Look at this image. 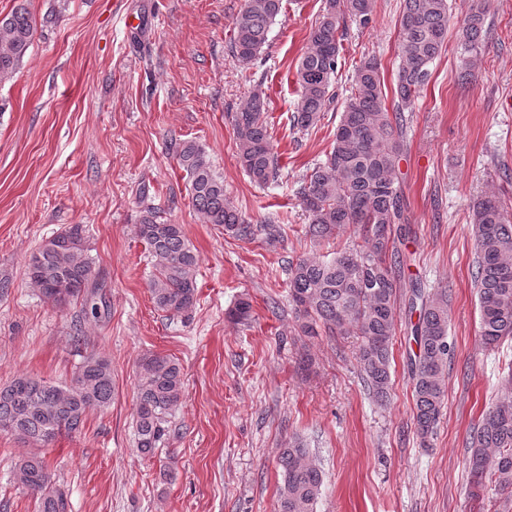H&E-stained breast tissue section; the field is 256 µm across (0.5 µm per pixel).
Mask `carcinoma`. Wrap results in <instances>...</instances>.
Masks as SVG:
<instances>
[{
	"label": "carcinoma",
	"mask_w": 512,
	"mask_h": 512,
	"mask_svg": "<svg viewBox=\"0 0 512 512\" xmlns=\"http://www.w3.org/2000/svg\"><path fill=\"white\" fill-rule=\"evenodd\" d=\"M375 0H324L319 20L310 30L308 47L294 74L299 99L292 126H315L335 99L340 40L348 22L366 27ZM282 9V0H245L234 22L233 57L251 64L268 40ZM451 20L449 0H403L399 17L400 65L393 97H388L375 57L356 67L350 96L336 126L335 139L323 162L315 165L297 189L308 216V234L318 247L355 227L358 241L326 258L305 257L288 267V295L305 336H346L360 340L358 361L377 402L388 400L391 388L393 336L397 302L407 297L408 311L417 315L410 331L417 351L409 357L414 419L422 440L433 433L442 415L448 376V288L425 290L416 282L405 286L401 268L407 257L399 244L412 233L405 215L403 191L397 180L404 154L407 117L428 84L431 66L445 50ZM486 10L474 6L462 27L461 50L480 57L488 50ZM37 21L26 3L0 17V82L23 61ZM236 133L237 160L260 184L279 177L266 103L254 93L231 116ZM186 172L192 205L205 224H215L234 237L261 234L273 242L281 237L278 224L246 222L224 194V179L213 169L205 151L184 140L175 150ZM475 257L472 280L479 308L480 335L488 347L512 341V219L496 194L479 197L472 206ZM137 234L154 259L157 271L150 284L161 310L182 315L194 308L199 255L190 246L183 225L160 219L154 207L142 211ZM93 261L85 228L73 224L45 240L32 253L27 271L31 284L53 304L69 303L93 287ZM506 395L489 407L473 427L468 448L470 496L478 512H512V371L504 376ZM184 377L180 364L168 356L144 357L137 370L136 448L151 458L170 437L169 415L181 401ZM111 363L90 355L76 368L70 382L55 385L21 375L0 386V431L46 447L65 433L82 431L87 415L112 404ZM282 484L276 512H315L322 495L323 474L298 437L280 449ZM16 481L36 501L37 512H68L66 495L55 487L44 457L31 453L14 465ZM495 487L503 499L485 501L484 490Z\"/></svg>",
	"instance_id": "cac0c4a2"
}]
</instances>
